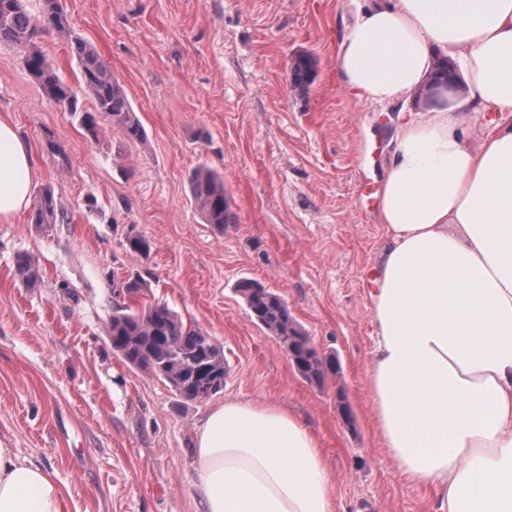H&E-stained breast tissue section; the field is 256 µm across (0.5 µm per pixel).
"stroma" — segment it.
I'll return each instance as SVG.
<instances>
[{"mask_svg":"<svg viewBox=\"0 0 512 512\" xmlns=\"http://www.w3.org/2000/svg\"><path fill=\"white\" fill-rule=\"evenodd\" d=\"M71 31L100 55L145 127L93 139L50 101L17 49L0 44V116L32 148L33 191L53 186L69 223H0V440L47 467L70 512H198L194 434L227 399L306 421L335 512H431L375 423L366 372L375 327L367 276L385 239L381 188L400 123L356 100L336 73L353 0H62ZM317 63L306 95L293 58ZM221 174L236 215L216 230L189 178ZM150 240L131 255L126 234ZM41 277L24 287L18 255ZM140 274L153 301L224 348L229 372L203 401L176 396L113 354V277ZM280 294L338 371L306 379L252 318L237 285Z\"/></svg>","mask_w":512,"mask_h":512,"instance_id":"obj_1","label":"stroma"}]
</instances>
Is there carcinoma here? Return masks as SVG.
Listing matches in <instances>:
<instances>
[{
  "mask_svg": "<svg viewBox=\"0 0 512 512\" xmlns=\"http://www.w3.org/2000/svg\"><path fill=\"white\" fill-rule=\"evenodd\" d=\"M44 33H52L68 43L78 65L79 89L90 100L91 109L78 106L76 92L37 46L36 40ZM2 42L20 51L27 71L46 96L67 100L65 111L77 118L88 135L97 137L101 122L105 121L131 142L145 140L143 125L124 88L97 52L72 35L62 0H43L41 16L37 18L26 12L22 0H0ZM314 70L315 61L311 56L297 55L291 66L292 89L306 94ZM458 84L460 81L453 77L448 62L443 60L436 68L428 90L433 97L435 89ZM190 182L193 200L206 223L221 232L224 225L235 223L223 177L207 167H199ZM31 223L43 231L51 230L56 224L69 223L67 215L58 210L51 188L43 189L37 197ZM15 276L24 286L32 287L39 281L40 270L32 260L19 256ZM119 288L123 300L115 303L106 325L112 353L131 366L164 379L176 395L186 400L202 401L218 394L222 386H215L213 382L224 380L228 373L223 347L196 325L183 321L165 304L146 303L139 308L133 307L129 300L145 297L149 291L141 278L128 277ZM239 291L255 320L283 347H288V337L303 335L281 296L249 281L242 282ZM336 370V362L331 359L326 362L307 360L302 362L301 373L310 380L321 382Z\"/></svg>",
  "mask_w": 512,
  "mask_h": 512,
  "instance_id": "obj_1",
  "label": "carcinoma"
}]
</instances>
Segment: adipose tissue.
<instances>
[{"label": "adipose tissue", "instance_id": "adipose-tissue-1", "mask_svg": "<svg viewBox=\"0 0 512 512\" xmlns=\"http://www.w3.org/2000/svg\"><path fill=\"white\" fill-rule=\"evenodd\" d=\"M454 53L466 113L406 110ZM336 69L402 121L380 190L386 240L369 291L367 383L385 445L433 512H512V0H371L345 24ZM29 145L0 117V221L31 200ZM200 512H334L319 445L297 415L229 399L195 431ZM0 512H69L53 474L0 441Z\"/></svg>", "mask_w": 512, "mask_h": 512}]
</instances>
